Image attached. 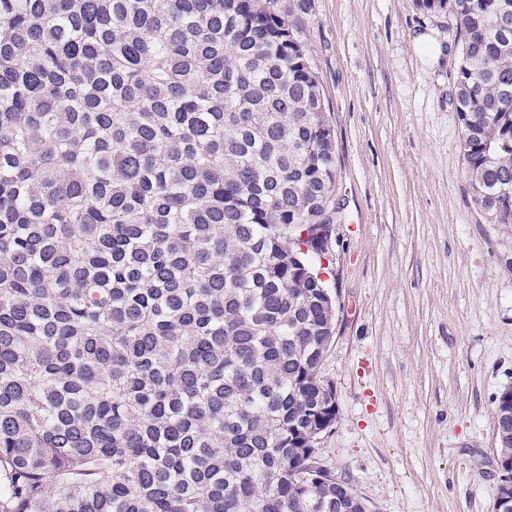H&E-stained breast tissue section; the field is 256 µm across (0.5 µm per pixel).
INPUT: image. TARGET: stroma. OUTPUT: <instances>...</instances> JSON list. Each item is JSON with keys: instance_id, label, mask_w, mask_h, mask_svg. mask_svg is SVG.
Instances as JSON below:
<instances>
[{"instance_id": "35a3bbf8", "label": "stroma", "mask_w": 512, "mask_h": 512, "mask_svg": "<svg viewBox=\"0 0 512 512\" xmlns=\"http://www.w3.org/2000/svg\"><path fill=\"white\" fill-rule=\"evenodd\" d=\"M418 0H310L301 38L336 137V330L320 367L339 414L321 463L377 512H494L493 411L512 388V224L471 201L451 59L414 38ZM416 52L421 59L431 65L441 62V58L446 55L445 46L440 42L433 31L422 33L414 39Z\"/></svg>"}]
</instances>
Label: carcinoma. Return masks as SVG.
I'll list each match as a JSON object with an SVG mask.
<instances>
[{"instance_id":"1","label":"carcinoma","mask_w":512,"mask_h":512,"mask_svg":"<svg viewBox=\"0 0 512 512\" xmlns=\"http://www.w3.org/2000/svg\"><path fill=\"white\" fill-rule=\"evenodd\" d=\"M454 16L473 205L512 224V0ZM305 0H0V512H372L309 483L339 224Z\"/></svg>"}]
</instances>
